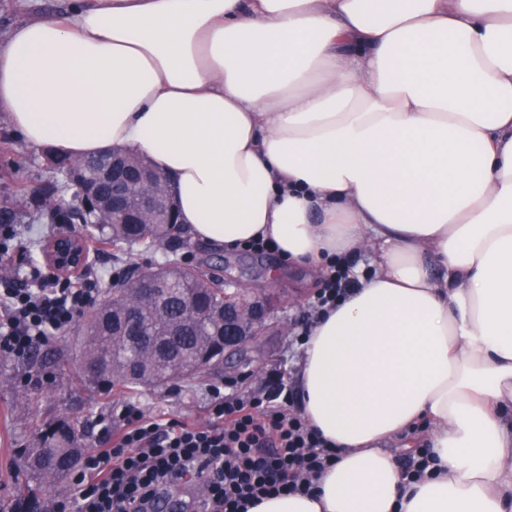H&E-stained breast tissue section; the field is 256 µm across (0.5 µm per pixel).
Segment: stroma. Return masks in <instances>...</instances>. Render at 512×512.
Segmentation results:
<instances>
[{"label":"stroma","mask_w":512,"mask_h":512,"mask_svg":"<svg viewBox=\"0 0 512 512\" xmlns=\"http://www.w3.org/2000/svg\"><path fill=\"white\" fill-rule=\"evenodd\" d=\"M4 165L12 168L13 177L9 180L0 177V201L12 200L18 209L27 212V219L16 225L15 230L28 256L40 261L44 241L62 232L63 227L52 222L48 215L32 214V194L54 181L55 174L47 164L45 151L28 145L15 134L5 114L0 112V167ZM173 261L208 262L211 274L223 279L225 287H245L255 296H273V324L267 336L247 357H230L218 375L202 381L178 382L126 398L84 386L71 362L70 334L52 337L44 344L62 366L61 372L51 379L35 378L25 361L0 354V502L16 506L18 512H43L49 501L69 495L71 483L66 480L51 485L37 503L28 504L20 499L15 481L21 465L20 451L33 444L35 429L42 420L65 416L75 422L88 421L90 433L86 446L91 449L99 434L100 417L119 413L128 402L148 414L200 421L212 387L222 388L227 395H247L261 390L275 378L286 384L294 382L300 361L299 354L293 353L290 347L294 323L307 309L319 275L308 266L285 265L280 275L272 279L266 267L277 263L276 254L231 252L192 238L175 254L154 248L136 250L118 259L113 258L112 248L106 244L90 267L106 275L123 270L129 263L163 268ZM240 370L251 371V378L243 384L233 383V376Z\"/></svg>","instance_id":"35a3bbf8"}]
</instances>
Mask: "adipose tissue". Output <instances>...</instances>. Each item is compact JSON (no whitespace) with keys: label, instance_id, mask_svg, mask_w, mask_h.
<instances>
[{"label":"adipose tissue","instance_id":"ef3b65f1","mask_svg":"<svg viewBox=\"0 0 512 512\" xmlns=\"http://www.w3.org/2000/svg\"><path fill=\"white\" fill-rule=\"evenodd\" d=\"M0 112L146 155L198 240L354 261L297 374L340 457L248 512H512V0H72L0 38Z\"/></svg>","mask_w":512,"mask_h":512}]
</instances>
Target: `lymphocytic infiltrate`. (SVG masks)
I'll list each match as a JSON object with an SVG mask.
<instances>
[{
    "label": "lymphocytic infiltrate",
    "mask_w": 512,
    "mask_h": 512,
    "mask_svg": "<svg viewBox=\"0 0 512 512\" xmlns=\"http://www.w3.org/2000/svg\"><path fill=\"white\" fill-rule=\"evenodd\" d=\"M13 225H0V261L13 273L0 278V352L20 360L50 336L65 331L93 307L98 273L54 278L20 260ZM352 265L337 259L301 321L304 343L318 318L347 297ZM298 394L279 383L257 395L229 397L215 388L206 423L144 414L127 405L117 419H103L97 450L85 454L69 497L52 512H143L158 488L203 479L206 512H245L268 496L311 492L337 451L310 428L293 405Z\"/></svg>",
    "instance_id": "1"
}]
</instances>
